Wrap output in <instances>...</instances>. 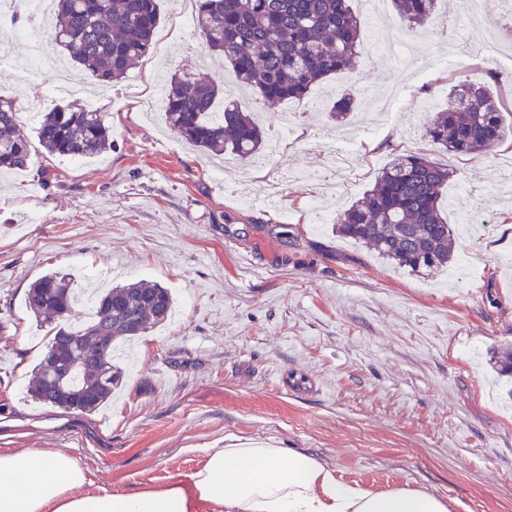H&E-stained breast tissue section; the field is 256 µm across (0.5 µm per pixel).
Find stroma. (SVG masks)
I'll list each match as a JSON object with an SVG mask.
<instances>
[{"label":"stroma","mask_w":512,"mask_h":512,"mask_svg":"<svg viewBox=\"0 0 512 512\" xmlns=\"http://www.w3.org/2000/svg\"><path fill=\"white\" fill-rule=\"evenodd\" d=\"M397 62L367 64L373 22L360 15L351 71L312 88L303 102L252 96L266 134L282 113L298 118L281 155L243 164L201 151L170 128L155 98L172 74H209L238 96L229 68L202 54L192 0H162L153 54L96 96L112 148L82 161L33 154V170L0 176V453H67L86 491L161 487L202 468L212 448L262 442L315 456L346 483L371 491L407 486L450 512H512V399L497 381L494 350L512 346V139L480 160L440 153L424 136L444 106L435 81L453 86L512 58L485 49L464 0H436L446 33L409 32L381 0ZM61 47L48 43L39 78L14 46L0 65V96L13 100L27 135L48 94ZM356 107L335 127L328 110L344 89ZM346 145L361 162L353 186L328 178L321 156ZM424 153L455 175L443 199L489 216L458 235V272H412L342 239L321 212L361 197L397 154ZM285 185L281 208L264 204ZM49 272L106 274L107 285L148 279L169 288L179 313L139 337L120 392L91 414L31 402L28 386L48 325L25 307Z\"/></svg>","instance_id":"obj_1"}]
</instances>
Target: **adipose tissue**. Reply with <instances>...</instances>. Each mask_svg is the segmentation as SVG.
<instances>
[{"label":"adipose tissue","instance_id":"adipose-tissue-1","mask_svg":"<svg viewBox=\"0 0 512 512\" xmlns=\"http://www.w3.org/2000/svg\"><path fill=\"white\" fill-rule=\"evenodd\" d=\"M86 482L64 452L0 453V512H448L432 493L373 492L341 482L310 454L261 443L209 449L202 468L160 488L89 493Z\"/></svg>","mask_w":512,"mask_h":512}]
</instances>
